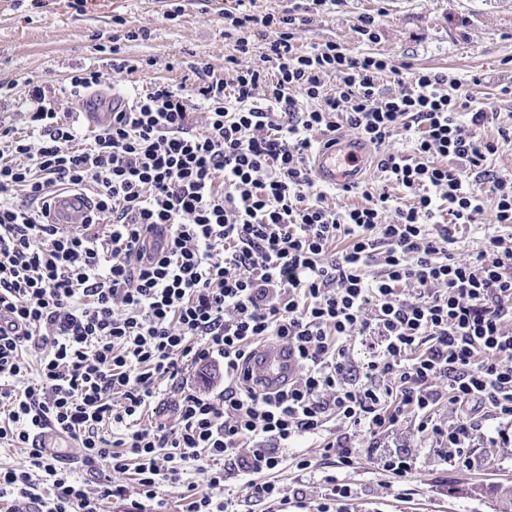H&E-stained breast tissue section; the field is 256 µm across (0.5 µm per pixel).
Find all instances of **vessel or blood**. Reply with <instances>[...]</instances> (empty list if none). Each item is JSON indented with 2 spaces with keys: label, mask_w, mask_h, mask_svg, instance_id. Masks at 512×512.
Masks as SVG:
<instances>
[{
  "label": "vessel or blood",
  "mask_w": 512,
  "mask_h": 512,
  "mask_svg": "<svg viewBox=\"0 0 512 512\" xmlns=\"http://www.w3.org/2000/svg\"><path fill=\"white\" fill-rule=\"evenodd\" d=\"M369 158L364 141L343 136L321 147L311 164L322 182L345 186L356 183L364 175ZM91 208L92 201L85 193L62 190L54 196L51 214L54 223L73 227L85 223ZM249 369L255 380L276 387L287 383L293 375L295 359L286 345L269 341L258 347Z\"/></svg>",
  "instance_id": "obj_1"
}]
</instances>
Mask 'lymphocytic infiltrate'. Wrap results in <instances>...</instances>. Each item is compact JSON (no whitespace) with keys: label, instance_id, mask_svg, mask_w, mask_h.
I'll return each instance as SVG.
<instances>
[{"label":"lymphocytic infiltrate","instance_id":"lymphocytic-infiltrate-1","mask_svg":"<svg viewBox=\"0 0 512 512\" xmlns=\"http://www.w3.org/2000/svg\"><path fill=\"white\" fill-rule=\"evenodd\" d=\"M234 2L223 78L201 65L198 85L134 92L89 136L35 87L24 128L0 125V443L31 465L0 469L8 512H103L115 497L167 512L189 468L206 487L186 512H238L214 495L228 460L249 500L278 512L269 475L315 438L328 490L347 499L366 440L409 418L457 464L512 442V176L486 164L512 130L483 137L497 113L447 72L336 42L298 50L335 0L262 17ZM256 34L260 67L246 62ZM344 127L382 155L354 187L364 205L339 214L309 159ZM63 186L92 193L87 223L50 222ZM488 197L494 232L457 258V227ZM268 340L297 366L275 392L247 367ZM208 363L224 386L203 394L187 372ZM444 402L449 425L434 418ZM166 404L174 423L146 421ZM334 420L346 432L322 440ZM62 441L80 469L60 465ZM130 466L133 486L113 482Z\"/></svg>","mask_w":512,"mask_h":512}]
</instances>
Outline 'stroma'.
<instances>
[{
    "label": "stroma",
    "mask_w": 512,
    "mask_h": 512,
    "mask_svg": "<svg viewBox=\"0 0 512 512\" xmlns=\"http://www.w3.org/2000/svg\"><path fill=\"white\" fill-rule=\"evenodd\" d=\"M225 0H184L180 19L167 20L169 0H0V83L15 87L14 98L0 101V124H24L31 86H40L60 111L82 131L92 128L77 101L63 89L71 72L96 66L108 78L97 92L103 102L115 93L142 90L155 83L197 84L194 69L206 63L215 76L224 74V55L233 48L224 36ZM381 18L379 38L366 44L356 32L360 16ZM128 27L149 32L146 40L126 43L128 58L139 61L134 72L110 75L109 56L96 52L113 34V17ZM330 41L355 50L383 54L393 66L411 63L448 71L473 83V93L491 103L497 124L512 129V96L499 95L512 85V0H338L299 32L295 45L305 51ZM415 453L416 470L398 481L381 471L378 459L387 452ZM311 441L285 450V462L272 478L284 496V512H316L326 489L323 466L299 474V457H316ZM470 467L445 461L417 445L413 422L371 441L347 474L353 495L338 512H512L502 494L512 486V446L477 448Z\"/></svg>",
    "instance_id": "obj_1"
}]
</instances>
